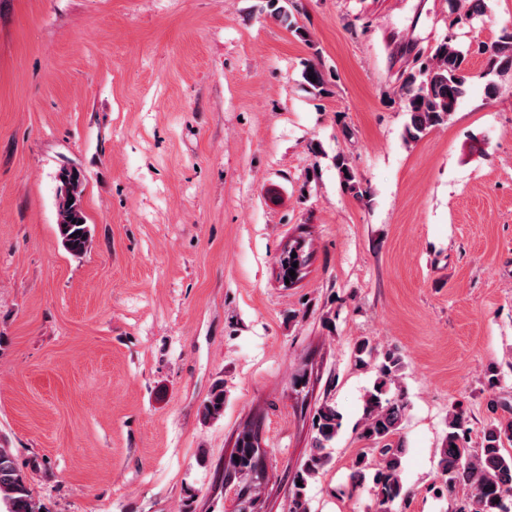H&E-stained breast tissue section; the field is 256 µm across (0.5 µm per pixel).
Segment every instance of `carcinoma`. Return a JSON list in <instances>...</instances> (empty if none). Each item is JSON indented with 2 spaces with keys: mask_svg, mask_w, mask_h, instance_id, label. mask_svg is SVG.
<instances>
[{
  "mask_svg": "<svg viewBox=\"0 0 512 512\" xmlns=\"http://www.w3.org/2000/svg\"><path fill=\"white\" fill-rule=\"evenodd\" d=\"M266 9L298 37L305 38L301 27L291 19L280 0H267ZM485 0H462L452 10L451 25L465 27L485 15ZM485 58V76L489 77L487 93L495 95L497 79L512 78V32L503 34L491 43L478 42L464 52L453 38H446L433 49L430 57L409 72L402 83L401 102L408 116L404 136L415 141L428 131L446 123L466 94L469 76L466 74L467 56ZM302 77L316 94L328 92L323 71L314 64L306 65ZM316 81H311V78ZM336 168L346 190L359 193L356 177L349 169L345 157L336 155ZM57 232L64 249L75 257L87 252L91 245V231L82 203L84 175L77 168L64 167L58 175ZM309 261L305 242L295 239L281 251L277 264L282 279L293 280V265L303 266ZM403 367V357L388 349L381 353L376 365V379L368 391L365 402L363 428L360 437L371 445L372 456H360L350 473L351 487L356 489L372 484L376 512H405L412 492L405 487L401 473L405 455V441L399 437L407 409L403 393H390V385ZM224 414V385L213 386L203 404V417L216 419ZM342 417L335 407L323 403L313 421L315 435L309 456L296 475L300 485L295 487L289 512H310L306 489L326 461L330 447L341 428ZM467 423L462 413L448 417V433L442 440L437 462L438 483L433 491L440 498L455 495L461 484L469 489L465 509L467 512H508L507 502L512 500V421L493 423L483 432L478 448L467 446ZM258 432L243 430L237 437L235 448L224 461V482L240 485L248 493V500H259L263 458ZM28 487L27 479L17 467L10 449L0 445V512H40Z\"/></svg>",
  "mask_w": 512,
  "mask_h": 512,
  "instance_id": "obj_1",
  "label": "carcinoma"
}]
</instances>
